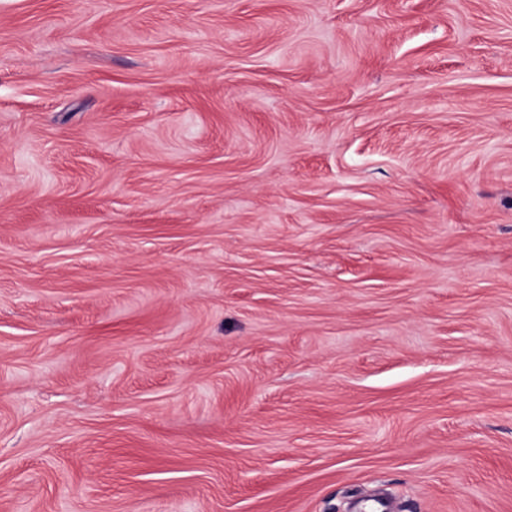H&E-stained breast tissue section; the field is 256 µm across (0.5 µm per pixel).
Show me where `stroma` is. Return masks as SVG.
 I'll return each mask as SVG.
<instances>
[{"label": "stroma", "instance_id": "1", "mask_svg": "<svg viewBox=\"0 0 512 512\" xmlns=\"http://www.w3.org/2000/svg\"><path fill=\"white\" fill-rule=\"evenodd\" d=\"M512 512V0H0V512Z\"/></svg>", "mask_w": 512, "mask_h": 512}]
</instances>
